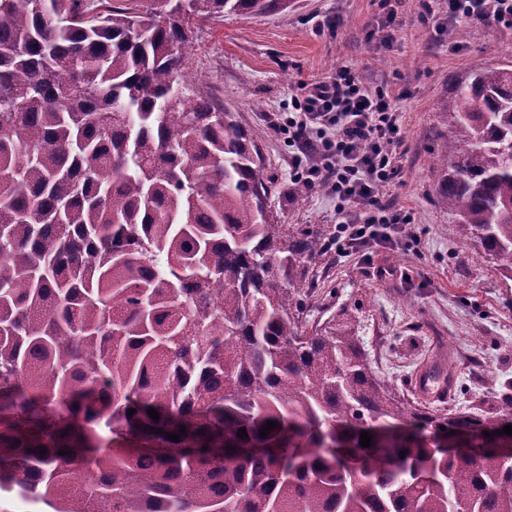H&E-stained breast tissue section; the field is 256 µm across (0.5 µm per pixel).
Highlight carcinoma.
<instances>
[{
  "label": "carcinoma",
  "instance_id": "carcinoma-1",
  "mask_svg": "<svg viewBox=\"0 0 512 512\" xmlns=\"http://www.w3.org/2000/svg\"><path fill=\"white\" fill-rule=\"evenodd\" d=\"M82 2L0 0V494L48 512H512V463L492 459L512 381L434 414L374 377L351 315L298 325L322 234L270 222L257 134L186 56L194 19L291 0ZM443 111L450 227L512 280V64L457 75ZM471 433L485 456L437 450Z\"/></svg>",
  "mask_w": 512,
  "mask_h": 512
}]
</instances>
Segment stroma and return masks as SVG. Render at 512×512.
<instances>
[{
  "label": "stroma",
  "instance_id": "stroma-1",
  "mask_svg": "<svg viewBox=\"0 0 512 512\" xmlns=\"http://www.w3.org/2000/svg\"><path fill=\"white\" fill-rule=\"evenodd\" d=\"M396 9L385 47L374 38L385 16L381 0H292L283 12L230 14L194 25L188 54L199 84L241 125L262 131L275 222L328 238L336 200L320 187L303 197L289 193L280 116L303 85L342 66L391 96L401 116V141L393 147L399 174L383 196L409 211L418 241L408 248L397 234L343 258L329 250L307 262L297 288L299 324L312 332L349 311L374 374L397 383L413 407L444 411L488 398V378H512V280L474 241L449 235L435 164L450 138L442 103L451 79L471 67L512 61V29L468 22L457 38L446 0L429 9L422 0H398ZM437 360L454 384L447 397L433 399L415 379Z\"/></svg>",
  "mask_w": 512,
  "mask_h": 512
}]
</instances>
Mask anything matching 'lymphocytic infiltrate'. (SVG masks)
Returning a JSON list of instances; mask_svg holds the SVG:
<instances>
[{
	"label": "lymphocytic infiltrate",
	"mask_w": 512,
	"mask_h": 512,
	"mask_svg": "<svg viewBox=\"0 0 512 512\" xmlns=\"http://www.w3.org/2000/svg\"><path fill=\"white\" fill-rule=\"evenodd\" d=\"M448 18L512 29V0H448ZM279 129L292 149L294 178L328 190L338 208L358 210L357 218L336 224L330 243L337 256L411 224L408 212L381 196L395 175L391 147L401 134L399 110L389 94L370 90L344 66L304 86Z\"/></svg>",
	"instance_id": "f902f5d3"
}]
</instances>
